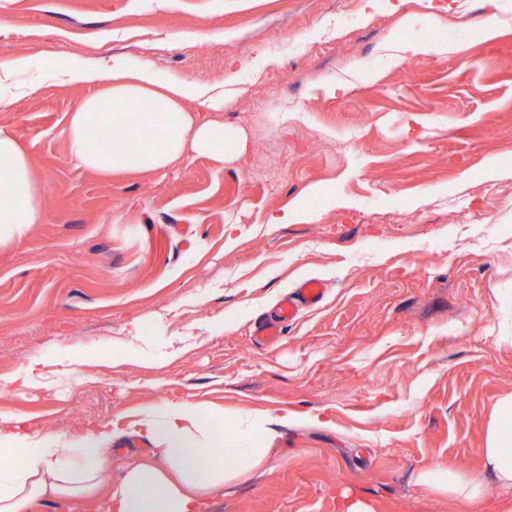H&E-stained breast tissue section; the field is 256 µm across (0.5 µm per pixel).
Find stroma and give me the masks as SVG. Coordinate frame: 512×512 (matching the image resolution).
I'll return each mask as SVG.
<instances>
[{"mask_svg":"<svg viewBox=\"0 0 512 512\" xmlns=\"http://www.w3.org/2000/svg\"><path fill=\"white\" fill-rule=\"evenodd\" d=\"M482 5L495 39L472 0H0L19 31L0 65L30 61L0 125L29 148L43 209L0 247V375L35 362L48 383L0 387V411L62 434L176 392L228 431L253 411L288 419L208 512H469L415 477L440 461L478 474L512 393V0ZM407 42L427 50L401 56ZM115 54L230 91L206 115L232 135L223 162L76 166L67 115L91 89L60 73ZM311 278L323 301L258 344ZM76 346L94 361L64 374Z\"/></svg>","mask_w":512,"mask_h":512,"instance_id":"35a3bbf8","label":"stroma"}]
</instances>
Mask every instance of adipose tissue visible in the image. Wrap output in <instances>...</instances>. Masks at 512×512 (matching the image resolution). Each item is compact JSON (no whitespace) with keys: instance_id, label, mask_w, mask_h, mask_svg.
<instances>
[{"instance_id":"ef3b65f1","label":"adipose tissue","mask_w":512,"mask_h":512,"mask_svg":"<svg viewBox=\"0 0 512 512\" xmlns=\"http://www.w3.org/2000/svg\"><path fill=\"white\" fill-rule=\"evenodd\" d=\"M64 82L92 86L71 112L66 135L78 166L109 175L160 171L185 151L224 159V134L187 112L194 99L207 110L224 107L211 94L180 82H160L152 64L117 55L106 69L74 66ZM162 135L154 144L150 132ZM41 208L31 160L15 133L0 126V245L27 236ZM221 411L181 395L139 408L127 426L89 422L69 435L27 430L25 419L0 413V512H31L39 501H65L79 512H206L213 491L253 475L269 454L253 438L268 422L255 412L237 432L224 434ZM148 440L145 458L112 473L113 441ZM512 488V394L494 407L476 478L439 466L421 472L418 485L440 494L481 501L483 479Z\"/></svg>"}]
</instances>
